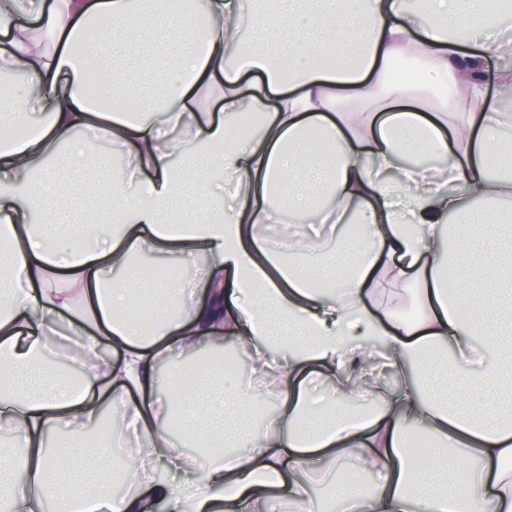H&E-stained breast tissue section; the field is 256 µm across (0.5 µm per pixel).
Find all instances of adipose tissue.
Instances as JSON below:
<instances>
[{"label": "adipose tissue", "mask_w": 512, "mask_h": 512, "mask_svg": "<svg viewBox=\"0 0 512 512\" xmlns=\"http://www.w3.org/2000/svg\"><path fill=\"white\" fill-rule=\"evenodd\" d=\"M138 3L0 0V69L23 74L8 110L33 128L0 134V427L11 435L0 501L9 512H45L50 497L89 512L150 500L279 512L285 499L322 512L310 493L322 478L359 512H512V424L500 421L512 408V225L491 207L512 195V172H486L512 125V38L500 34L512 0H430L423 13L406 0H272L266 13L246 0ZM77 41L88 45L78 58ZM132 69L164 88L146 113L89 97L96 78L134 94ZM440 78L452 93L429 105ZM101 141L125 160L103 178L115 220L71 222L62 206L84 169L79 146ZM408 152L444 155L447 169L398 167ZM225 172L238 185L229 203ZM303 211L365 236L337 233L321 251L292 225L286 250L259 230ZM144 255L197 264L207 303L149 273L122 283ZM409 281L420 286L411 317L380 301ZM228 338L270 384L272 417L229 364L201 358ZM379 365L394 388L350 387ZM315 379L327 401H314ZM104 410L113 438L135 432L180 484L131 465L116 496L106 449H49ZM177 410L204 460L174 446ZM411 427L428 437L418 466L404 450ZM347 457L355 468L337 475Z\"/></svg>", "instance_id": "ef3b65f1"}]
</instances>
